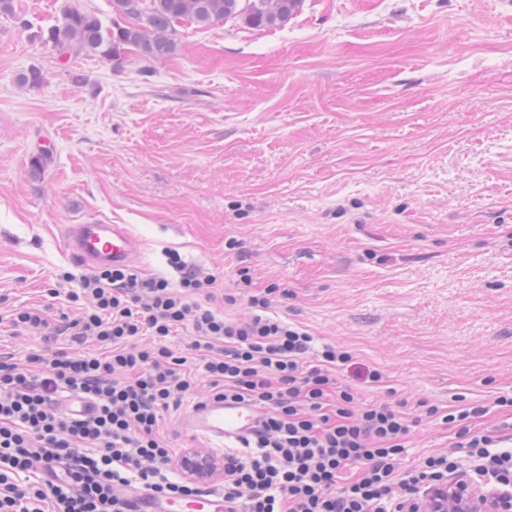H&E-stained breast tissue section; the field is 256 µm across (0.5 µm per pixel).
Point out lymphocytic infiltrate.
<instances>
[{"label":"lymphocytic infiltrate","mask_w":512,"mask_h":512,"mask_svg":"<svg viewBox=\"0 0 512 512\" xmlns=\"http://www.w3.org/2000/svg\"><path fill=\"white\" fill-rule=\"evenodd\" d=\"M166 259L176 280L131 267L62 272L49 291L65 305L58 326L41 308L11 314L14 331L50 329L68 344L24 363L0 355V512H126L114 489L131 482L162 496L215 488L182 475L160 431L164 412L201 381L210 395L266 412L259 439L224 451L225 512H401L464 469L512 486V424L482 434L470 427L491 407L512 411V395L443 409L425 398L408 403L390 387L384 400L363 403L362 385H381L382 374L364 367L342 382L352 354L272 315L277 287L252 291L240 272L220 309L214 275L179 254ZM240 303L245 314L227 317L225 307ZM181 332L188 341L178 354L169 341ZM87 336L100 351L72 353ZM61 392L91 397L96 413L61 415ZM428 419L453 435L452 448L406 466L411 429Z\"/></svg>","instance_id":"1"}]
</instances>
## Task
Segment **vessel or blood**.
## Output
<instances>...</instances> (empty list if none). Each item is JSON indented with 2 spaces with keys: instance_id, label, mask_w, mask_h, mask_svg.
<instances>
[{
  "instance_id": "vessel-or-blood-1",
  "label": "vessel or blood",
  "mask_w": 512,
  "mask_h": 512,
  "mask_svg": "<svg viewBox=\"0 0 512 512\" xmlns=\"http://www.w3.org/2000/svg\"><path fill=\"white\" fill-rule=\"evenodd\" d=\"M66 249L78 266L95 269L133 265L139 258L140 243L126 225L94 221L68 225ZM264 418L263 409L255 404L205 396L190 405L181 427L184 432L228 446L257 435ZM118 494L129 503L131 512H224V494L219 490L164 500L132 486L120 488Z\"/></svg>"
}]
</instances>
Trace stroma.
I'll list each match as a JSON object with an SVG mask.
<instances>
[{"mask_svg": "<svg viewBox=\"0 0 512 512\" xmlns=\"http://www.w3.org/2000/svg\"><path fill=\"white\" fill-rule=\"evenodd\" d=\"M67 3L113 17L0 14V316L50 304L66 226L102 220L144 274L175 279L171 249L287 289L280 315L408 396L512 394V0H302L276 29L182 26L146 67L58 58L35 33Z\"/></svg>", "mask_w": 512, "mask_h": 512, "instance_id": "35a3bbf8", "label": "stroma"}]
</instances>
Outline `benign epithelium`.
<instances>
[{
  "mask_svg": "<svg viewBox=\"0 0 512 512\" xmlns=\"http://www.w3.org/2000/svg\"><path fill=\"white\" fill-rule=\"evenodd\" d=\"M178 465L191 480L224 476V462L192 449L185 451ZM405 512H512V492L487 489L467 472L461 471L445 483L430 486L418 501L404 506Z\"/></svg>",
  "mask_w": 512,
  "mask_h": 512,
  "instance_id": "benign-epithelium-1",
  "label": "benign epithelium"
}]
</instances>
